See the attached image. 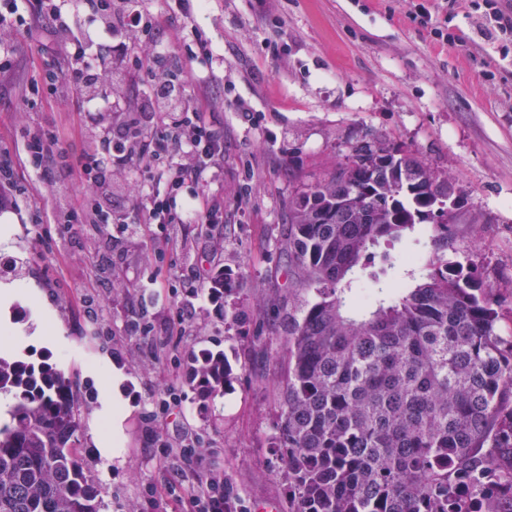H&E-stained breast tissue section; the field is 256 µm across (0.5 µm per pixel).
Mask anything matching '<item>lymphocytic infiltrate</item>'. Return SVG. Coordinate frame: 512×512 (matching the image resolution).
I'll return each instance as SVG.
<instances>
[{
  "instance_id": "f902f5d3",
  "label": "lymphocytic infiltrate",
  "mask_w": 512,
  "mask_h": 512,
  "mask_svg": "<svg viewBox=\"0 0 512 512\" xmlns=\"http://www.w3.org/2000/svg\"><path fill=\"white\" fill-rule=\"evenodd\" d=\"M81 12L98 24L97 43H89L78 22L67 14H57V31L64 49L82 62L84 72L76 76L74 84L92 124L115 129L116 136L102 138L98 152L80 159L82 194L91 198L93 205L88 208L64 203L67 223L111 219L112 199L102 172H126L134 161L147 174L135 223L183 224L190 218L198 224L223 223V206L207 201V174L224 159V136L207 126L201 112L178 110L185 83L172 72L160 69L161 53L151 33L152 22L140 10L128 7L126 0H82ZM116 36L139 39L134 62L143 69L153 100L149 112L124 108L117 123L112 120V109L124 80L116 74L109 56ZM15 165L14 156L0 150V208L17 209L32 201L29 184L15 177ZM187 184L193 187L194 194L187 208H177L176 197Z\"/></svg>"
}]
</instances>
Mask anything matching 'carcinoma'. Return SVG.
I'll list each match as a JSON object with an SVG mask.
<instances>
[{
	"instance_id": "cac0c4a2",
	"label": "carcinoma",
	"mask_w": 512,
	"mask_h": 512,
	"mask_svg": "<svg viewBox=\"0 0 512 512\" xmlns=\"http://www.w3.org/2000/svg\"><path fill=\"white\" fill-rule=\"evenodd\" d=\"M453 176L408 147L355 145L288 207V252L318 301L288 330V375L273 447L287 512H512V336L470 267H432L413 287L365 274L368 250L430 224L448 239ZM364 278L349 303L341 285ZM236 287L211 277L213 303ZM223 354L193 353L201 401L224 392ZM0 512H99L100 489L73 450L72 381L46 362L0 357Z\"/></svg>"
}]
</instances>
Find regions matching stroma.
I'll return each instance as SVG.
<instances>
[{
  "mask_svg": "<svg viewBox=\"0 0 512 512\" xmlns=\"http://www.w3.org/2000/svg\"><path fill=\"white\" fill-rule=\"evenodd\" d=\"M425 4L470 46L434 39L409 14ZM159 26L168 68L189 76L183 105L224 133V161L210 197L225 224H142L126 231L139 201L136 170L112 185V221L66 227L60 199L80 201L76 161L99 148L73 86L80 65L59 47L56 22L33 10L0 73V149L55 131L59 163L35 175L33 209L5 214L0 232L18 247L0 273V342L10 355L43 356L74 381L81 428L76 453L100 484L104 512H194L195 474L228 480L243 512H285L287 484L272 448L288 372L289 318L317 299L288 253V205L320 181L358 140L415 149L450 171L464 195L447 246L431 230L372 250L370 268L395 287L430 263L476 265L501 300L497 329L512 334V52L485 36L467 0H209L179 12L174 0H140ZM212 45L195 56L194 34ZM495 78H487V71ZM59 77L50 87L47 74ZM42 223H33L32 211ZM418 253L414 264L402 257ZM224 269L240 282L223 306L196 302L197 281ZM194 304L185 328L179 307ZM224 352L236 377L200 401L185 379L190 353ZM124 374L130 413L109 448L102 397ZM178 414L159 417L168 393Z\"/></svg>",
  "mask_w": 512,
  "mask_h": 512,
  "instance_id": "35a3bbf8",
  "label": "stroma"
}]
</instances>
